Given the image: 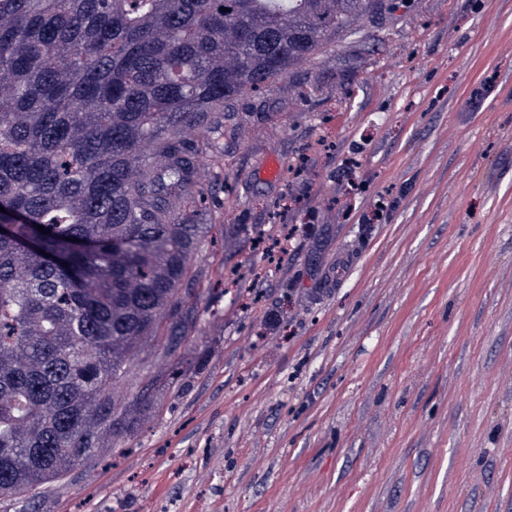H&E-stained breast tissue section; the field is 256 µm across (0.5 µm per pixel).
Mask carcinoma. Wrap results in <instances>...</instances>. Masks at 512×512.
<instances>
[{
	"mask_svg": "<svg viewBox=\"0 0 512 512\" xmlns=\"http://www.w3.org/2000/svg\"><path fill=\"white\" fill-rule=\"evenodd\" d=\"M384 0H0V500L42 495L128 427L138 341L194 327L211 225L196 161L224 113ZM51 231L46 235L35 225ZM48 256L41 255V252Z\"/></svg>",
	"mask_w": 512,
	"mask_h": 512,
	"instance_id": "1",
	"label": "carcinoma"
}]
</instances>
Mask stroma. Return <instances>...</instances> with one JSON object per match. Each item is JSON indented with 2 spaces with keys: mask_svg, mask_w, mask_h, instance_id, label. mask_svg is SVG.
Segmentation results:
<instances>
[{
  "mask_svg": "<svg viewBox=\"0 0 512 512\" xmlns=\"http://www.w3.org/2000/svg\"><path fill=\"white\" fill-rule=\"evenodd\" d=\"M355 25L198 158L196 328L138 342L133 429L0 512H512V0Z\"/></svg>",
  "mask_w": 512,
  "mask_h": 512,
  "instance_id": "35a3bbf8",
  "label": "stroma"
}]
</instances>
